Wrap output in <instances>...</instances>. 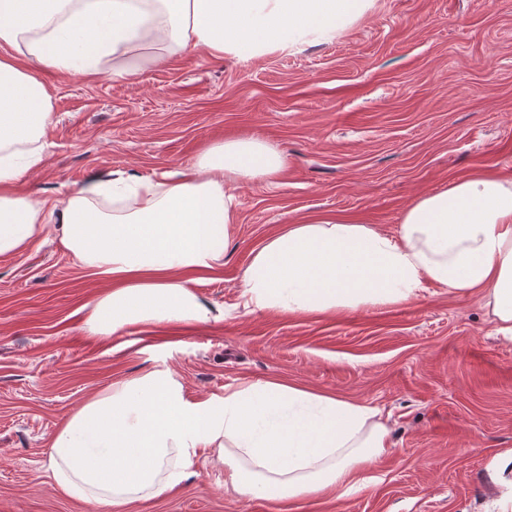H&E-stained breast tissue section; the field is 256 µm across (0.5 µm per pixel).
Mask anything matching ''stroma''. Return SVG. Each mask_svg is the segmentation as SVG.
Listing matches in <instances>:
<instances>
[{"mask_svg":"<svg viewBox=\"0 0 512 512\" xmlns=\"http://www.w3.org/2000/svg\"><path fill=\"white\" fill-rule=\"evenodd\" d=\"M52 122L21 192L58 202L93 178H159L207 147L257 137L285 157L238 189L224 266L196 275L212 311L100 337L85 306L104 283L55 243L0 258V512H104L49 470L64 419L108 386L162 369L185 400L281 380L369 405L391 430L376 482L344 499L224 490L215 452L132 512H488L487 473L512 448V342L479 296L426 283L409 301L323 313L254 312L241 276L282 226L344 214L384 231L423 194L476 171L512 178V0H375L330 42L293 52L172 56L130 83L39 70Z\"/></svg>","mask_w":512,"mask_h":512,"instance_id":"1","label":"stroma"}]
</instances>
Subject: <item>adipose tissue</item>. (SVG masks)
Instances as JSON below:
<instances>
[{"label": "adipose tissue", "instance_id": "ef3b65f1", "mask_svg": "<svg viewBox=\"0 0 512 512\" xmlns=\"http://www.w3.org/2000/svg\"><path fill=\"white\" fill-rule=\"evenodd\" d=\"M374 0H0V45L27 63L136 80L152 63L205 49L219 58L294 51L330 41ZM52 121L43 84L0 58V257L52 240L110 281L85 326L112 336L133 326L205 323L210 309L189 276L224 265L241 181L271 182L280 152L256 137L207 148L178 179L118 177L85 184L64 202L18 185L43 162ZM480 295L512 342V178L477 172L419 197L386 232L342 214L313 216L266 238L241 277L248 310L325 312L409 301L423 283ZM375 408L280 380L191 403L166 371L111 386L53 436L52 475L66 495L128 512L162 495L214 448L224 489L239 496L344 497L390 452Z\"/></svg>", "mask_w": 512, "mask_h": 512}]
</instances>
